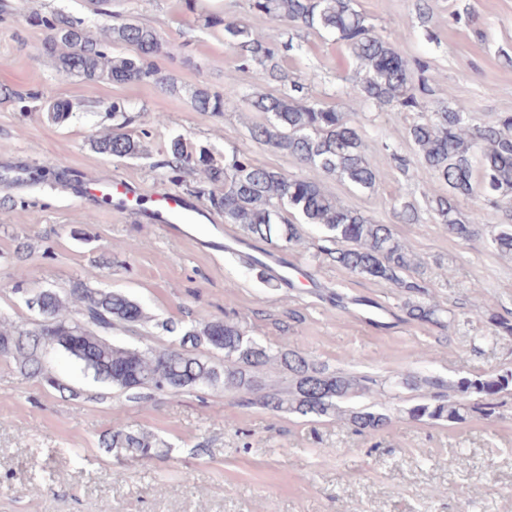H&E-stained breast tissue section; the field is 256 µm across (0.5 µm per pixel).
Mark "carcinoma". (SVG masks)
Wrapping results in <instances>:
<instances>
[{"instance_id":"carcinoma-1","label":"carcinoma","mask_w":512,"mask_h":512,"mask_svg":"<svg viewBox=\"0 0 512 512\" xmlns=\"http://www.w3.org/2000/svg\"><path fill=\"white\" fill-rule=\"evenodd\" d=\"M249 8L274 21L336 35L362 72L347 94L364 102L410 112L430 92L427 65L405 58L393 43L377 35L369 18L356 9L355 0H250ZM27 21L46 31L43 49L54 58L59 73L81 78L89 91L101 82L174 85L172 75L157 66V60L170 52L152 29L131 21L112 25L109 43L130 50L115 54L91 37L79 18L33 11ZM205 23L222 29L225 43L239 50L243 61L257 62L269 77L278 78L274 50L245 20L211 12ZM191 99L198 111L217 116L237 109L261 113L263 120L248 128L252 139L357 189H370L376 183L377 170L365 153L359 126L346 113L310 100L300 82L280 96L197 88ZM117 115L122 122L95 138V149L115 158L148 157L141 142L125 131L132 117L125 106L114 102L112 116ZM407 135L414 160L397 156L394 160L403 171L413 163L416 172L435 179L438 188L430 190L428 200L438 223L455 238L469 240L479 233L483 219L477 212L470 220H461L458 199L479 192L503 202L510 223L495 225L490 242L500 254L512 256V113L475 123L464 112L440 106L426 120L411 125ZM159 165L175 181L199 178L196 193L224 215V222L241 227L248 239L286 247L302 240V225L319 227L329 243L323 251L333 263L409 295L403 307L408 320L443 324L441 310L421 300L426 283L412 247L397 238L390 225L344 204L321 183L255 165L237 153L221 161L209 149L195 148L180 137L170 140ZM31 302L39 315L37 322L0 319V358L22 376L40 379L71 397L78 392L52 376L45 365L50 350L66 353L130 400H150L157 394L178 397L191 389L213 387L238 393L242 402L272 413L337 417L356 433L374 434L391 424V417L374 402L348 405L356 398L373 397L377 381L331 371L296 351L274 354L236 322L157 321L155 326L176 337V343L135 346L107 338V333L121 327L142 340V328L152 321L140 302L121 292L75 281L67 289H42L26 297L25 303ZM484 311L494 336H512V320L497 314L489 303ZM212 352L224 355V361H213ZM272 361L288 374V386L271 389L258 380L256 372ZM402 384L421 392V400L405 409L411 420L458 424L476 415L492 422L500 414L501 398L512 394V370L461 376L448 383L409 375ZM158 445L152 433L121 426L99 440V447L123 462L149 460Z\"/></svg>"}]
</instances>
